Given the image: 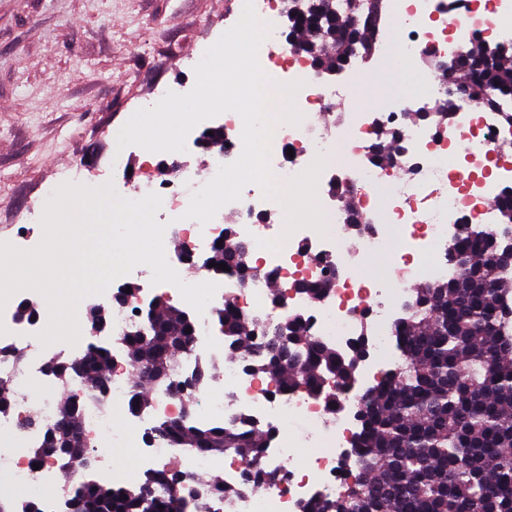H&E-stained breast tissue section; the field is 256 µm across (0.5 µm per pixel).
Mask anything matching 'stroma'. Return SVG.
Here are the masks:
<instances>
[{
  "mask_svg": "<svg viewBox=\"0 0 512 512\" xmlns=\"http://www.w3.org/2000/svg\"><path fill=\"white\" fill-rule=\"evenodd\" d=\"M226 0H0V241L30 232L58 170L104 185L134 101L182 79Z\"/></svg>",
  "mask_w": 512,
  "mask_h": 512,
  "instance_id": "stroma-1",
  "label": "stroma"
}]
</instances>
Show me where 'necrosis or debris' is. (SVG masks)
Here are the masks:
<instances>
[{
	"label": "necrosis or debris",
	"instance_id": "1",
	"mask_svg": "<svg viewBox=\"0 0 512 512\" xmlns=\"http://www.w3.org/2000/svg\"><path fill=\"white\" fill-rule=\"evenodd\" d=\"M258 17L267 25L268 36L261 47L260 66L275 82L297 84L295 106L302 115L298 123H279L272 138L269 167L275 177L288 181L310 167L316 158L334 161L341 151L349 158L343 165L345 187L359 189L357 205L369 219L385 216L386 225L371 228L349 238L343 205L327 210L326 233L304 226L288 237L279 252L259 247V240L274 239V227L259 217L277 211L278 201L264 198L262 191L243 188L239 200L225 205L207 224L184 219L190 187H201L213 178L220 165L234 162L242 152V129L234 112L224 114L225 147L209 150L204 171L184 168L168 178L146 177L138 181L129 196L139 199L159 194L162 209L172 225L168 236L181 241L195 262H203L217 241L225 235L224 222L235 217L239 234L248 242L247 257L255 258L258 273L242 281L237 271L215 275L219 288L204 316L194 317V346L183 356L173 379L184 382L183 394L158 387L150 412L133 409L134 381L126 363L121 339L138 329L143 310L149 304L147 289H136L125 302L116 304L111 293L100 295L109 304L107 335L100 341L112 353V371L107 390L98 393L86 386L72 389L83 422V435L96 453L92 466L100 483L138 484L148 476L166 471L176 463L189 476L181 490L187 497L203 498L210 487L200 482L205 472L222 474L224 484L234 487L219 512H300L308 500L335 496L346 476L340 471L352 447L358 427L357 407L380 377L401 358L396 326L406 314L411 289L421 279L443 280L450 273L447 264L435 261L439 248L448 247L461 224L476 221L493 225V205L512 188V161L499 160L502 143L512 140V125L499 112L476 113L473 103L458 99L448 127L438 128L412 116L418 105L390 88L389 104L379 112L352 111L341 126H329L327 112L335 104L355 103L358 70L348 64L345 86H335L313 77L302 57L283 40L277 0H254ZM461 17L448 20L447 0H387L385 27L399 31L405 55L423 61L420 76L429 85V98H443L445 87L438 80L441 64L452 63L465 49L495 41L512 45V0H488L477 9L475 0H459ZM380 126L396 128L399 141L392 166L372 164L368 136ZM477 169L468 184H460L453 161ZM389 258L385 280L359 276L356 262L362 258ZM333 276V291L321 298L308 297L294 287L295 280L314 281ZM286 293L274 301L271 284ZM34 305L35 318L21 321L18 308ZM244 318L271 325L286 316L299 317L308 332L324 345L345 355L353 354L359 340L367 350L359 363L357 382L337 393L335 410H326L321 400L302 392L280 391L275 382L259 371L258 361L235 354L227 338L217 331L215 318L227 307ZM49 321V304L44 295L26 289L12 294L0 308V381L8 385L11 401L0 412V475L23 490L15 512H32L49 500L50 489L63 465L60 458L45 459L32 468L30 451L38 446L47 430L59 421L55 366L85 353L86 345L70 348L43 344L41 332ZM205 364L219 370L207 386H188L187 381ZM126 417L124 429H116V413ZM189 419L199 426L234 424L241 429L264 428L270 435L267 448L254 462L236 456L213 457L191 453L171 443L150 437L148 429L164 420ZM136 439L140 449L135 467L114 471L102 456L112 442ZM306 448L304 461L286 465L291 449ZM286 472L273 492L260 498L255 485L264 472Z\"/></svg>",
	"mask_w": 512,
	"mask_h": 512
}]
</instances>
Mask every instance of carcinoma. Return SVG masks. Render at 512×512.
<instances>
[{
    "instance_id": "carcinoma-1",
    "label": "carcinoma",
    "mask_w": 512,
    "mask_h": 512,
    "mask_svg": "<svg viewBox=\"0 0 512 512\" xmlns=\"http://www.w3.org/2000/svg\"><path fill=\"white\" fill-rule=\"evenodd\" d=\"M308 0L305 17L289 26L288 44L314 65L346 64L345 44L358 55L373 50L372 32L382 21V6L362 10L361 0ZM359 26L349 29L351 18ZM450 85L445 98L419 118L434 125L450 120L458 88L480 109L500 108L512 98V46L479 44L460 54L452 69H439ZM371 160L384 162L399 133L391 127L375 131ZM501 228L512 227V191L496 202ZM502 232L477 222L461 225L448 246L457 276L414 288L406 316L399 321L402 362L374 387L362 409L364 419L354 440L356 460L344 493L306 502L301 512H512V258L502 249ZM245 248L226 234L203 262L210 274L218 265L235 264L242 277L257 274L242 262ZM333 281H300L296 289L321 296ZM146 327L124 337L127 362L136 373L133 401L149 408L144 389L170 379L180 358L192 346L191 315L160 299L145 315ZM224 335L243 357L264 356L261 370L283 391H306L336 409V391L351 384L365 353L344 356L310 335L294 317L272 329L240 318L232 308L219 315ZM112 370L107 349L92 347L76 362L56 368L68 381L82 373L86 382L102 383ZM159 439L180 448L219 455L233 453L256 461L266 447L262 429L238 431L230 426L198 427L187 421H160L150 428ZM86 439L66 430L45 434L33 449L32 462L47 456L66 457L90 468ZM186 476L177 468L150 476L134 488L77 483L71 512H212L206 500H182Z\"/></svg>"
}]
</instances>
